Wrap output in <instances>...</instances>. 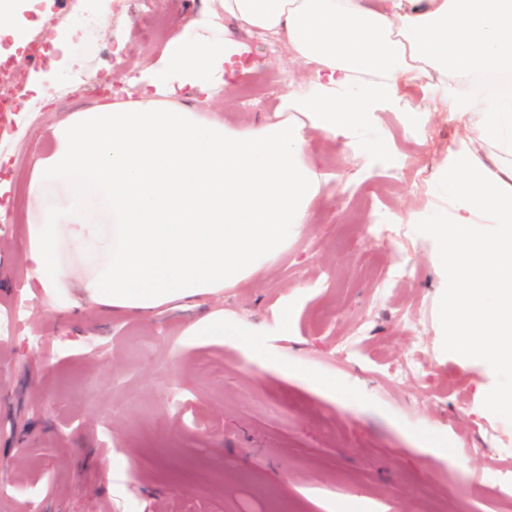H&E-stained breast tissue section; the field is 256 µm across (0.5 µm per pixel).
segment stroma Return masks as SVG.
<instances>
[{
    "mask_svg": "<svg viewBox=\"0 0 512 512\" xmlns=\"http://www.w3.org/2000/svg\"><path fill=\"white\" fill-rule=\"evenodd\" d=\"M29 34L79 21L89 0H47ZM211 0H124L87 27L52 103L13 112L0 134L9 160L0 221V311L26 309L0 344V512H512V388L444 317L452 282L424 225L444 219L427 195L454 122L407 126L377 112L364 138L314 135L324 176L306 232L274 264L221 295L150 319L93 308L47 310L24 259L26 182L53 143L46 130L88 107L97 87L156 64ZM253 70L206 105L229 126L272 112L289 51L251 42ZM266 84L247 101L239 84ZM407 277L393 278L397 266ZM260 329L259 350L203 336L212 311ZM417 367L391 383L407 355Z\"/></svg>",
    "mask_w": 512,
    "mask_h": 512,
    "instance_id": "stroma-1",
    "label": "stroma"
}]
</instances>
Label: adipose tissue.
Here are the masks:
<instances>
[{
	"label": "adipose tissue",
	"instance_id": "adipose-tissue-1",
	"mask_svg": "<svg viewBox=\"0 0 512 512\" xmlns=\"http://www.w3.org/2000/svg\"><path fill=\"white\" fill-rule=\"evenodd\" d=\"M215 2L204 33L170 44L137 99L49 127L24 243L44 302L148 319L235 287L305 232L320 188L312 134L364 136L381 109L413 124L445 114L464 147L430 178L448 202L447 221L426 228L453 283L444 316L452 336L479 335L475 353L512 366V94L488 90L512 76V0ZM218 17L284 40L314 79L285 81L260 122L208 118L202 105L243 54ZM177 84L191 104L171 99Z\"/></svg>",
	"mask_w": 512,
	"mask_h": 512
}]
</instances>
